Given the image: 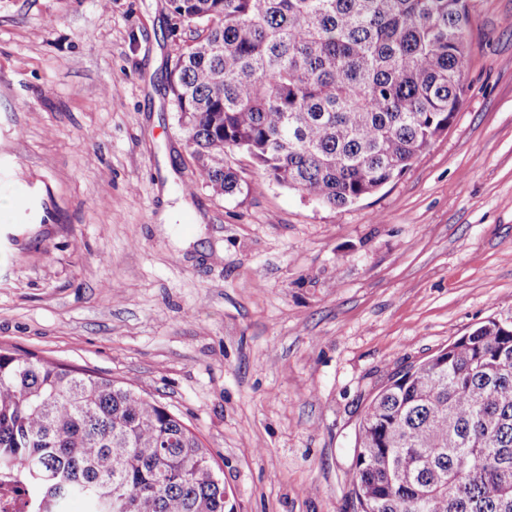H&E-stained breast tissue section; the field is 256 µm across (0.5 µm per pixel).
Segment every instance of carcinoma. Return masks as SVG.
Listing matches in <instances>:
<instances>
[{
  "mask_svg": "<svg viewBox=\"0 0 512 512\" xmlns=\"http://www.w3.org/2000/svg\"><path fill=\"white\" fill-rule=\"evenodd\" d=\"M201 32L169 88L206 186L226 147L331 207L400 175L465 94L469 0H168ZM38 512H226L198 436L132 384L0 348V473ZM361 512H512V324L488 320L393 375L355 441Z\"/></svg>",
  "mask_w": 512,
  "mask_h": 512,
  "instance_id": "1",
  "label": "carcinoma"
}]
</instances>
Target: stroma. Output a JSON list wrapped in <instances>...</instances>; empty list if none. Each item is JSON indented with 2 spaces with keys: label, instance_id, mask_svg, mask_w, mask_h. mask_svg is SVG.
Returning <instances> with one entry per match:
<instances>
[{
  "label": "stroma",
  "instance_id": "stroma-1",
  "mask_svg": "<svg viewBox=\"0 0 512 512\" xmlns=\"http://www.w3.org/2000/svg\"><path fill=\"white\" fill-rule=\"evenodd\" d=\"M167 0H0V347L177 414L233 512H359L355 432L397 372L512 323V0H472L448 131L342 208L203 182Z\"/></svg>",
  "mask_w": 512,
  "mask_h": 512
}]
</instances>
